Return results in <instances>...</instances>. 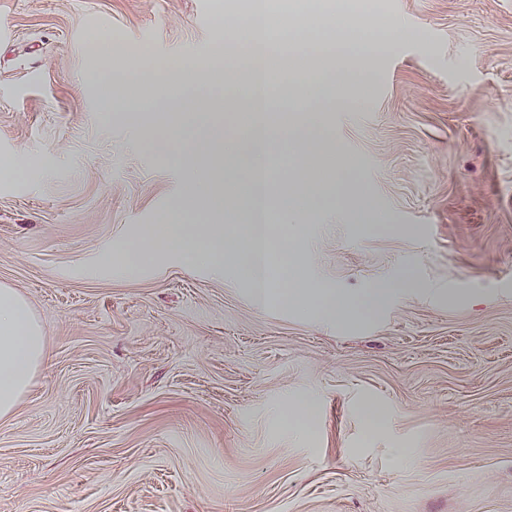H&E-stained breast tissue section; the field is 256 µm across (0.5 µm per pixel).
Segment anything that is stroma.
Wrapping results in <instances>:
<instances>
[{
	"label": "stroma",
	"instance_id": "35a3bbf8",
	"mask_svg": "<svg viewBox=\"0 0 512 512\" xmlns=\"http://www.w3.org/2000/svg\"><path fill=\"white\" fill-rule=\"evenodd\" d=\"M375 15L394 46L309 105L333 168L273 246L298 306L281 273L259 304L179 251L132 258L193 177L105 80L134 52L171 75L148 99L184 60L242 66L224 0H0V284L46 341L0 419V512H512V0Z\"/></svg>",
	"mask_w": 512,
	"mask_h": 512
}]
</instances>
